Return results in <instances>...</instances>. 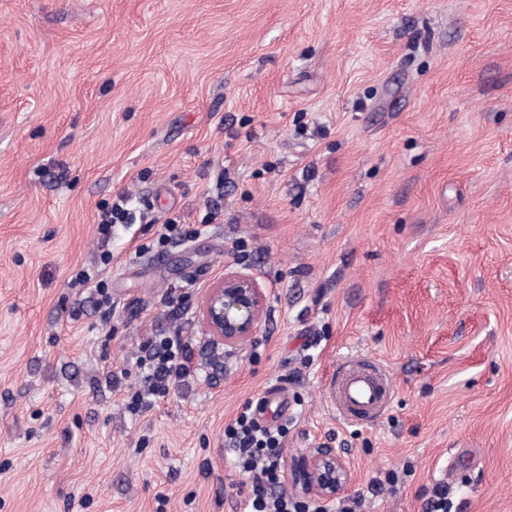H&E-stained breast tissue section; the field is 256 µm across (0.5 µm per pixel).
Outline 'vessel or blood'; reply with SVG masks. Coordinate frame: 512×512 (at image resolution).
Returning a JSON list of instances; mask_svg holds the SVG:
<instances>
[{"label":"vessel or blood","mask_w":512,"mask_h":512,"mask_svg":"<svg viewBox=\"0 0 512 512\" xmlns=\"http://www.w3.org/2000/svg\"><path fill=\"white\" fill-rule=\"evenodd\" d=\"M391 381L387 369L376 362L352 360L338 368L330 382L328 402L348 422L375 419L387 407ZM272 418L287 417L290 403L286 392L273 390L262 401Z\"/></svg>","instance_id":"b4317fda"}]
</instances>
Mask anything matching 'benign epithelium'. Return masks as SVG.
<instances>
[{
    "label": "benign epithelium",
    "mask_w": 512,
    "mask_h": 512,
    "mask_svg": "<svg viewBox=\"0 0 512 512\" xmlns=\"http://www.w3.org/2000/svg\"><path fill=\"white\" fill-rule=\"evenodd\" d=\"M267 303V289L249 268H226L199 302L201 332L210 344L238 348L261 331ZM285 478L302 499L327 501L351 485L352 472L334 449L308 448L296 456Z\"/></svg>",
    "instance_id": "1"
}]
</instances>
